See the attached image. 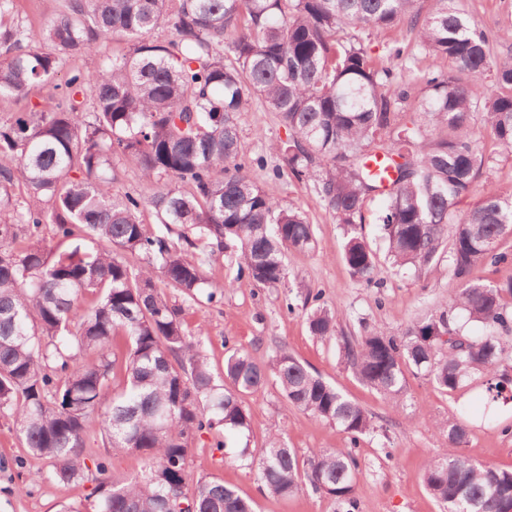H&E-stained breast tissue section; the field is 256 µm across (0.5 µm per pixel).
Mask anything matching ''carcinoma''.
Here are the masks:
<instances>
[{
    "instance_id": "obj_1",
    "label": "carcinoma",
    "mask_w": 512,
    "mask_h": 512,
    "mask_svg": "<svg viewBox=\"0 0 512 512\" xmlns=\"http://www.w3.org/2000/svg\"><path fill=\"white\" fill-rule=\"evenodd\" d=\"M401 23L431 57L417 89L398 80L402 46L387 47L391 64L379 65L360 37ZM162 25L174 39L154 38ZM109 38L129 42L128 53L70 71L59 98L0 123V413L51 461L55 480L85 478V437L96 427L112 450L138 451L147 466L118 479L97 461L95 512H170L183 502L188 512H254L222 479L193 477L186 456L215 428L250 432L244 397L270 377L289 405L351 441L373 429L362 406L284 349L261 365L235 348L214 371L165 292L195 299L208 288L216 299L208 247L230 251L236 278L268 288L286 280V252L315 248L307 217L280 207L251 174L266 170L263 158H244L237 114L256 101L288 130L270 145L281 160L272 177L313 181L343 225L353 278L377 282L378 253L358 231L376 200L392 266L422 271L446 252L460 284L449 308L400 336H347L309 292L310 334L339 339L356 378L395 407L408 372L448 393L479 376L488 402L512 401V376L499 371L512 280L473 276L509 261L499 245L512 235V193L482 183L492 159L482 139L512 151V64L495 62L493 36L462 0H433L426 12L420 0H64L36 49L15 0H0V101L53 81ZM378 155L383 177L367 166ZM114 158L139 171L149 195L116 192ZM21 187L32 202L19 199ZM467 197L472 206L458 210ZM148 206L153 225L142 218ZM172 224L197 256L153 229ZM47 227L55 244H33ZM470 324L480 333L466 332ZM118 332L128 339L120 358ZM440 427L448 449L421 474L427 491L447 512H512V470L463 457L458 419ZM241 456L273 497L306 487L359 512L360 462L349 448L300 456L273 436Z\"/></svg>"
}]
</instances>
